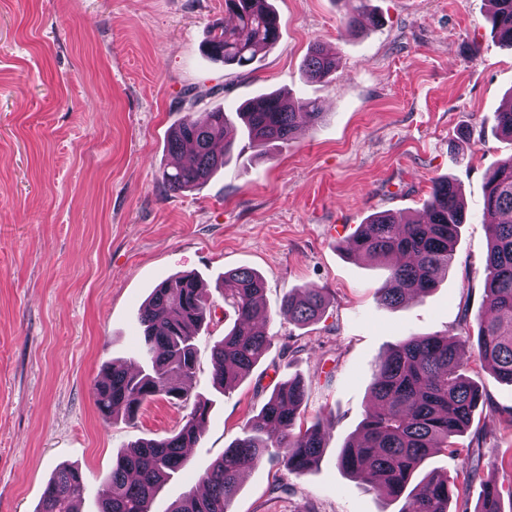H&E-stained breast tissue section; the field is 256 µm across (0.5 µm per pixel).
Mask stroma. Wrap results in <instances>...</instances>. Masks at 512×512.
<instances>
[{
  "instance_id": "35a3bbf8",
  "label": "stroma",
  "mask_w": 512,
  "mask_h": 512,
  "mask_svg": "<svg viewBox=\"0 0 512 512\" xmlns=\"http://www.w3.org/2000/svg\"><path fill=\"white\" fill-rule=\"evenodd\" d=\"M281 37L248 67L208 56L210 31L230 25L224 0H0V512H35L54 470L76 464L97 512L112 458L162 438L188 407L157 398L133 422L104 421L91 387L110 365L138 360L139 313L152 289L198 274L215 304L197 339L191 393L212 399L187 465L162 488L167 512L241 436L273 388L307 390L301 423L330 420L318 467L296 476L263 460L242 478L231 512H399L343 473L336 452L360 428L375 365L411 335L459 332L483 306L484 176L512 155L494 131L512 100V50L488 21L489 0H367L382 24L341 23L344 0H271ZM338 58L325 82L302 61L311 43ZM273 90L316 101L325 117L289 143L237 139L223 168L192 191L169 192L172 127L192 112ZM461 190L466 214L447 278L424 297L381 305L383 262L337 242L378 211L422 217L434 181ZM266 282L271 347L239 384L218 393L211 352L234 314L216 290L225 270ZM325 289L322 318L279 315L293 288ZM482 480L512 495V430L476 414L458 436ZM430 456L455 476L464 461Z\"/></svg>"
}]
</instances>
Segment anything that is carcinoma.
I'll return each instance as SVG.
<instances>
[{
  "mask_svg": "<svg viewBox=\"0 0 512 512\" xmlns=\"http://www.w3.org/2000/svg\"><path fill=\"white\" fill-rule=\"evenodd\" d=\"M492 2V31L499 44L512 47V0ZM224 11L235 24L213 33L206 42V52L224 64L247 67L279 40L280 20L268 0H224ZM342 21L361 33L364 23L376 26L380 19L368 11L366 0H347ZM304 69L313 80L327 79L336 72V55L314 43ZM323 117L314 102L292 103L277 92L263 93L234 110L218 107L197 112L174 126L167 139L170 154L188 153L191 162L163 171L162 184L179 192L207 181L224 166L239 134L262 144H286L304 123H317ZM496 130L512 141V106L497 113ZM425 210V222H403L386 211L375 213L347 241L349 251L374 259L407 256L406 262L390 267L388 279L376 290L377 300L385 306L426 295L455 262L459 229L466 221L457 186L448 179L434 182ZM484 210L488 250L483 305L491 317L477 324L475 364L512 386V155L485 173ZM264 291V279L250 268L224 272L218 292L234 312V321L212 349V383L222 392L249 375L271 346L265 330L268 316L261 306ZM209 303V293L192 274L159 284L140 313L147 368L114 365L96 380L92 396L106 421L121 417L131 422L142 405L156 397L191 404L178 431L137 441L112 460L99 512H151L158 490L186 464L185 449L199 441L212 402L190 399L188 387L172 385L169 379L193 378L195 337ZM325 308L323 289L296 288L283 296L279 314L304 325L319 320ZM470 339L465 322L458 336H407L392 345L376 365L371 403L359 434L337 453L343 472L392 501H403L399 512H450L452 502L468 512L470 488L479 479L477 469L464 466L452 480L432 473L414 487L411 483L434 451L464 452L455 447L453 438L469 427L478 409L496 412L465 374L462 351ZM304 399L301 381L280 382L257 418L245 425L242 435L201 476L205 492H186L170 512H229L241 474L266 457L277 458L297 475L316 467L326 448L328 425L317 420L305 429L297 427ZM481 485L477 512H504L497 486L487 481ZM86 490L81 469L62 466L45 486L36 512H77Z\"/></svg>",
  "mask_w": 512,
  "mask_h": 512,
  "instance_id": "1",
  "label": "carcinoma"
}]
</instances>
